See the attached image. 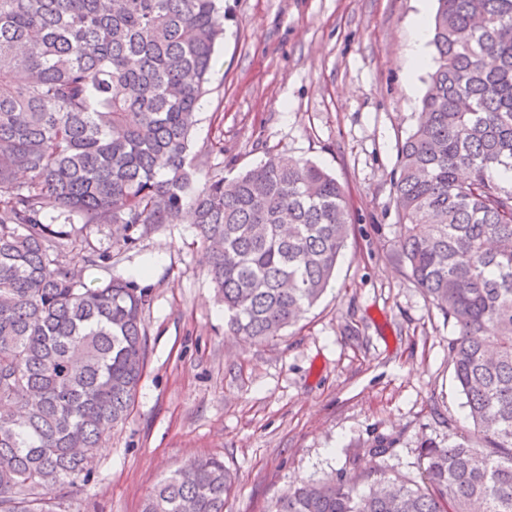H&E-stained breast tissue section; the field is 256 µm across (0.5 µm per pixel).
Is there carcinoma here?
Returning a JSON list of instances; mask_svg holds the SVG:
<instances>
[{
    "label": "carcinoma",
    "instance_id": "carcinoma-1",
    "mask_svg": "<svg viewBox=\"0 0 512 512\" xmlns=\"http://www.w3.org/2000/svg\"><path fill=\"white\" fill-rule=\"evenodd\" d=\"M219 2L0 0V512H52L53 490L89 481L146 368L152 289L87 284L59 261L69 242L110 264L95 228L121 250L194 225L227 328L257 342L298 323L334 275L351 218L324 168L269 150L231 179H195L224 152L190 156ZM437 2L436 65L392 174L394 246L455 330L473 430L421 444V484L350 460L269 512H512V0ZM49 201L64 222L46 220ZM232 488L224 460L195 458L142 512H225Z\"/></svg>",
    "mask_w": 512,
    "mask_h": 512
}]
</instances>
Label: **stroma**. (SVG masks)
Returning <instances> with one entry per match:
<instances>
[{
	"instance_id": "35a3bbf8",
	"label": "stroma",
	"mask_w": 512,
	"mask_h": 512,
	"mask_svg": "<svg viewBox=\"0 0 512 512\" xmlns=\"http://www.w3.org/2000/svg\"><path fill=\"white\" fill-rule=\"evenodd\" d=\"M435 0H224V40L200 102L192 149L223 141L211 174L232 176L273 149L311 160L344 187L348 245L327 291L271 342L231 335L192 225L146 234L111 264H63L85 281L151 286L148 359L129 421L112 429L94 478L64 487L60 512H141L145 496L191 459L216 456L235 478L227 512H268L290 486L382 464L420 477L419 448L466 432L448 359L455 331L395 256L391 176L415 128L426 71L410 73L417 16ZM149 275H142L143 267ZM378 434L391 456L355 450Z\"/></svg>"
}]
</instances>
